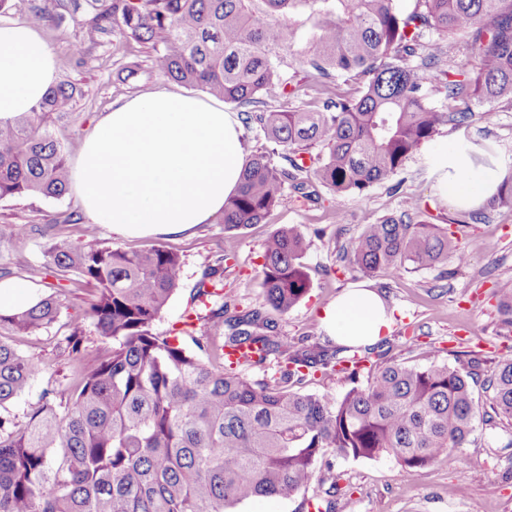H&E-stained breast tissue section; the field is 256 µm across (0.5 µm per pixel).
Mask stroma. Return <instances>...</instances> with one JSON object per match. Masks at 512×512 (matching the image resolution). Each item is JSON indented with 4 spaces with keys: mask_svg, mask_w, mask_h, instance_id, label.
<instances>
[{
    "mask_svg": "<svg viewBox=\"0 0 512 512\" xmlns=\"http://www.w3.org/2000/svg\"><path fill=\"white\" fill-rule=\"evenodd\" d=\"M61 20L41 26L40 33L57 65L59 81L71 82L82 91L69 115L56 121L51 132L62 143L69 159H77L84 138L94 124L112 109L113 103L156 90L182 92L183 87L163 77L155 54L136 42L120 43L118 36L91 32L93 15L87 0H60ZM87 48L82 58L72 55L76 43ZM138 66L135 82H120L122 70ZM297 97L286 98L280 89L264 96L272 107L321 108L324 102L355 95L357 80L337 79L320 88L313 74L299 72ZM466 148L474 173L484 168L499 169L502 181L512 180V103L497 100L476 107L468 124L443 126L431 142L420 146L390 180L374 185L366 193L336 198L319 188L318 198H308L286 189L281 204L259 224L228 233L223 225L200 224L178 235L123 236L106 224L98 225L100 242L128 250L162 246L178 253L183 263L182 280L153 331L160 336L182 328L188 313L194 312V289L203 271L215 265L223 251L234 254L224 270L225 299L239 310L261 307L263 294L258 271L267 237L276 229L295 226L304 236L303 258L311 280L307 296L287 314H273L278 331L288 341L306 345L325 342L327 333L321 313L346 289L362 283L361 274L349 271L342 257L343 245L364 225L397 216L421 206L423 220L447 227L471 258L466 268L447 276L445 267L409 270L392 279L375 278L378 290L394 311V323L384 344L386 361L424 368L445 363L461 371L476 370L473 389L476 400L486 402L482 384L504 354L512 350V326L498 311V288L512 278V203L488 209L479 223L465 221V206L444 201L437 189L434 159L444 150ZM75 193L59 199L15 196L0 200V269L10 282L34 288L40 294H57L61 308L57 319L29 336L16 339V348L46 363L28 391L0 409V415L23 421L35 406L42 389L49 384L67 385L70 366L65 336L81 327L89 347L99 344L98 332L83 317L94 289L70 272L49 268L46 249L48 224L59 235L77 237L76 224H58L64 213H82ZM345 223H337V212ZM27 226L23 239L9 236L11 225ZM475 441L459 449L465 477L456 469L435 463L408 478L391 458L343 459L332 469H320L321 477L336 476L352 490L337 496L336 512H512V426L498 423L496 429L478 427Z\"/></svg>",
    "mask_w": 512,
    "mask_h": 512,
    "instance_id": "stroma-1",
    "label": "stroma"
}]
</instances>
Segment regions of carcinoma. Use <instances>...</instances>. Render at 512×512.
I'll return each mask as SVG.
<instances>
[{
  "mask_svg": "<svg viewBox=\"0 0 512 512\" xmlns=\"http://www.w3.org/2000/svg\"><path fill=\"white\" fill-rule=\"evenodd\" d=\"M91 29L117 33L157 55L162 74L234 105L256 121L290 168L255 154L236 195L215 223L227 232L261 223L313 172L340 198L361 195L392 178L414 150L442 126L462 125L473 105L512 102V0H94ZM318 18L306 44L293 16ZM471 38V69L441 67L429 53L416 63L423 33ZM305 67L321 78H363L358 95L329 101L321 111L267 109L264 93L286 86L283 67ZM444 90V112L429 91ZM82 95L59 83L28 113L0 122V200L16 195L58 199L69 189L65 147L50 122ZM319 152L311 155V149ZM309 155L310 165L300 161ZM418 209L364 225L344 248L352 270L391 279L409 268L469 253L448 229L417 220ZM304 237L292 226L273 232L260 265L265 305L286 314L310 290ZM51 264L94 287L84 317L103 346L89 354L78 327L66 337L71 381L43 388L22 422L0 417V512H231L257 497L291 499L307 491L319 463L337 457L397 461L405 474L434 462L453 463L472 443L477 425L512 420V357L485 379L489 408L480 406L474 373L446 364L365 365L369 347L286 340L260 310L242 312L218 287L229 253L208 267L194 300L206 330L193 338L158 336L154 323L180 286V257L161 246L130 251L105 246L87 225L81 238L51 237ZM504 322L512 326V288H500ZM61 303L41 298L24 311L1 312L0 331L28 336L51 324ZM256 347V364L278 355L279 377L249 379L225 351ZM43 371L0 335V408L29 389ZM317 371L340 372L350 387L336 399L292 388ZM367 373L366 382L359 381ZM336 482L301 509L336 512Z\"/></svg>",
  "mask_w": 512,
  "mask_h": 512,
  "instance_id": "1",
  "label": "carcinoma"
}]
</instances>
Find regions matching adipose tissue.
<instances>
[{"label": "adipose tissue", "mask_w": 512, "mask_h": 512, "mask_svg": "<svg viewBox=\"0 0 512 512\" xmlns=\"http://www.w3.org/2000/svg\"><path fill=\"white\" fill-rule=\"evenodd\" d=\"M56 77V60L38 28L0 24V120L32 111ZM247 154L240 124L223 104L155 91L113 104L84 139L72 188L91 223L123 235H177L209 221L236 194ZM440 195L476 202L499 172L472 174L459 153L436 157ZM337 344L370 347L389 330L382 298L359 284L326 310Z\"/></svg>", "instance_id": "obj_1"}]
</instances>
